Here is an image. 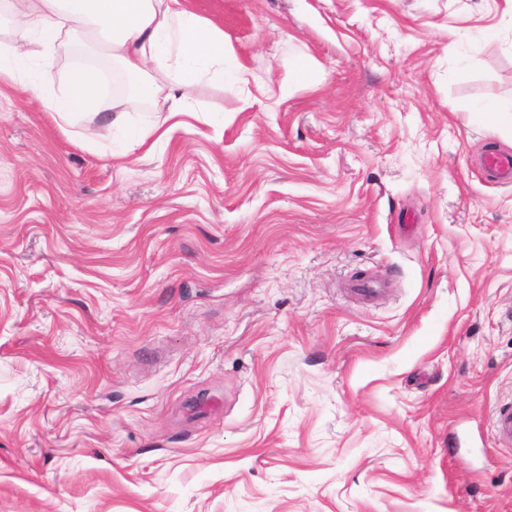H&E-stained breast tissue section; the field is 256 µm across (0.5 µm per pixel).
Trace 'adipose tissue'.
Instances as JSON below:
<instances>
[{"label":"adipose tissue","mask_w":512,"mask_h":512,"mask_svg":"<svg viewBox=\"0 0 512 512\" xmlns=\"http://www.w3.org/2000/svg\"><path fill=\"white\" fill-rule=\"evenodd\" d=\"M8 7L15 25L0 42V84L21 85L67 124L106 109L102 76L92 66L72 67L59 94H44L56 81V48L76 33L103 41L108 57L137 77L135 97L173 117L190 111L186 91L201 81H249L223 30L181 0H8Z\"/></svg>","instance_id":"ef3b65f1"}]
</instances>
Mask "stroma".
Returning <instances> with one entry per match:
<instances>
[{
  "mask_svg": "<svg viewBox=\"0 0 512 512\" xmlns=\"http://www.w3.org/2000/svg\"><path fill=\"white\" fill-rule=\"evenodd\" d=\"M186 5L255 81L0 85V512H512V0ZM469 112L496 130L510 131L512 134V103L504 104L495 99H487L474 105ZM486 173L493 179L503 182H512V155L491 152L483 159Z\"/></svg>",
  "mask_w": 512,
  "mask_h": 512,
  "instance_id": "stroma-1",
  "label": "stroma"
}]
</instances>
